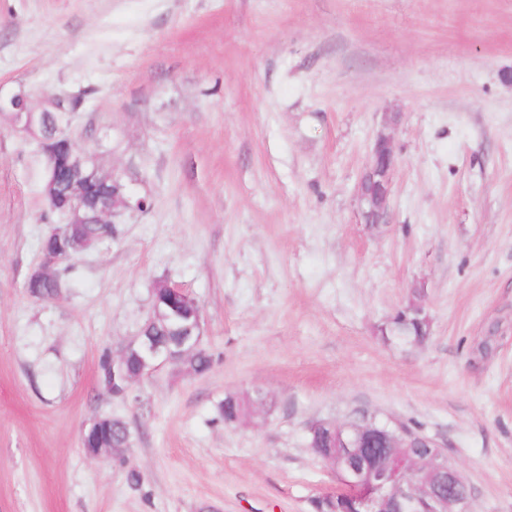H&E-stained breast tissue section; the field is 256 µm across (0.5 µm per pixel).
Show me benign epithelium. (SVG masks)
Instances as JSON below:
<instances>
[{"label":"benign epithelium","instance_id":"benign-epithelium-1","mask_svg":"<svg viewBox=\"0 0 512 512\" xmlns=\"http://www.w3.org/2000/svg\"><path fill=\"white\" fill-rule=\"evenodd\" d=\"M4 113L10 114L22 131L38 139L46 159V204L65 219L64 228L53 229L45 236L41 263L30 274V280L35 281L70 257L69 248H77L72 235L80 225L93 219L112 224L114 218L129 210L143 209L145 200H132L120 177L103 171L95 157L78 153L71 136L41 138L37 111L28 91L0 93V114ZM395 165L392 137L378 135L358 188L367 224L384 222ZM159 319L176 325L178 351L150 337V329ZM201 336L196 300L185 288L167 282L164 295L153 304V314L135 340L112 357V368H121L127 349L134 348L145 364L138 378L147 377L167 364L179 363L178 356L195 353L201 346ZM325 427L334 432V448L322 457L336 477V493L354 497L359 512H468L470 487L434 439H423L429 451L420 455L416 451L420 443L406 437L398 422L381 424L373 418L317 420L308 425L307 431L314 433Z\"/></svg>","mask_w":512,"mask_h":512}]
</instances>
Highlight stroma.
I'll return each instance as SVG.
<instances>
[{"mask_svg": "<svg viewBox=\"0 0 512 512\" xmlns=\"http://www.w3.org/2000/svg\"><path fill=\"white\" fill-rule=\"evenodd\" d=\"M21 86L86 91L77 150L148 208L31 298L45 160L0 115V512H312L336 479L308 424L365 414L435 438L469 512H512V0H0V91ZM160 280L197 300L212 365L113 395L100 357ZM414 301L429 339H388ZM100 416L132 445L88 456ZM396 165L392 137L380 134L375 140L371 159L360 178L358 200L365 223L382 224L385 219L388 199L391 193V174ZM377 192H367V181H375ZM254 403L247 395L237 396L236 400H227L224 397V403L218 408L219 419L224 425L231 426V420L239 414H246L250 406Z\"/></svg>", "mask_w": 512, "mask_h": 512, "instance_id": "35a3bbf8", "label": "stroma"}]
</instances>
